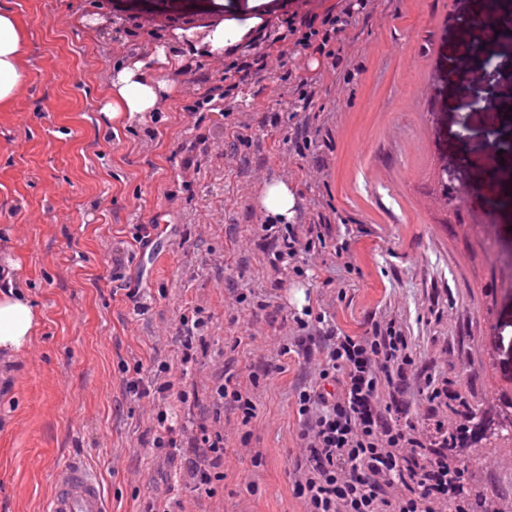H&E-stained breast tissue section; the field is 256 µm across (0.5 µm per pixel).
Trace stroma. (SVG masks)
I'll return each mask as SVG.
<instances>
[{
  "label": "stroma",
  "mask_w": 512,
  "mask_h": 512,
  "mask_svg": "<svg viewBox=\"0 0 512 512\" xmlns=\"http://www.w3.org/2000/svg\"><path fill=\"white\" fill-rule=\"evenodd\" d=\"M5 2L26 28L29 83L0 110V263L18 264L40 318L0 390V512H40L53 471L74 459L98 471L111 512H143L152 497L183 512H302L289 478L294 394L314 370L293 361L275 378L263 372L290 340L292 316L309 308L353 336L381 317L398 320L425 373L469 380L473 408L493 411L512 391V291L491 283L490 258L472 257L463 235L448 231L458 220L503 227L512 212L481 204L485 174L474 167L463 171L470 209L434 202L444 163L470 153L492 164L500 141L512 142L502 115L512 107V43L498 44L492 63L465 61L464 80L448 79L472 0H375L337 35L336 68L300 45L280 52L296 0H257L252 15L269 20L271 37L237 43L273 65L245 82L232 58L204 53L199 18L169 11L148 23L141 9L112 13L98 0ZM187 21L195 36L185 41ZM159 40L173 41L183 61L164 76L159 111L136 126L105 123L113 67ZM305 71L315 75L308 102L294 81ZM488 84L493 92L469 108ZM304 121L315 136L300 155L293 137ZM201 141L207 152L186 167V146ZM275 178L295 187L300 213L335 219L321 254H299L278 273L258 246L268 219L258 199ZM138 224L152 225L160 253L132 246ZM345 238L347 261L335 253ZM277 278L283 286L271 290ZM271 294L282 319L252 321L253 304ZM193 311L202 318L197 361L184 370L177 327ZM137 364L144 381L172 382L205 405L224 369L258 376L249 424L231 406L220 410L229 452L214 496L186 485L154 447L158 407L123 388ZM439 417L460 432L456 456L475 461L474 486L512 512V445L479 444L472 417Z\"/></svg>",
  "instance_id": "1"
}]
</instances>
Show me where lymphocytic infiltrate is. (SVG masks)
<instances>
[{"instance_id": "lymphocytic-infiltrate-1", "label": "lymphocytic infiltrate", "mask_w": 512, "mask_h": 512, "mask_svg": "<svg viewBox=\"0 0 512 512\" xmlns=\"http://www.w3.org/2000/svg\"><path fill=\"white\" fill-rule=\"evenodd\" d=\"M367 8L366 0H337L323 14L294 17L287 34L335 66L337 34ZM261 230V247L274 265L321 252L332 219L321 213L281 235L269 224ZM295 324L281 360L299 356L317 370L314 384L295 392L292 493L304 512H504L500 497L473 487L471 463L454 460L458 435L437 415L459 392L448 379L423 374L399 321H372L360 336L321 313ZM423 415L433 428L420 426ZM154 445L166 449L168 463L195 489L214 495L227 449L207 418L190 430L161 424Z\"/></svg>"}]
</instances>
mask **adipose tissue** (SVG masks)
<instances>
[{
    "label": "adipose tissue",
    "instance_id": "1",
    "mask_svg": "<svg viewBox=\"0 0 512 512\" xmlns=\"http://www.w3.org/2000/svg\"><path fill=\"white\" fill-rule=\"evenodd\" d=\"M24 34L14 12L0 7V107L12 103L28 73L22 65ZM177 51L156 48L130 59L112 77L101 109L107 120L137 124L144 113L158 110L167 88L161 75L180 69ZM38 325V315L24 292L0 291V382L11 374L12 358L25 349Z\"/></svg>",
    "mask_w": 512,
    "mask_h": 512
}]
</instances>
